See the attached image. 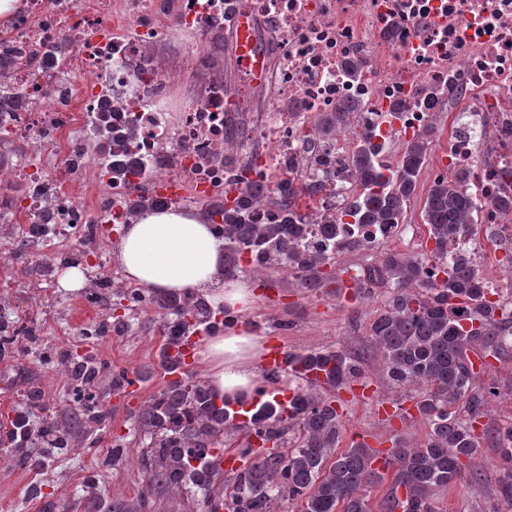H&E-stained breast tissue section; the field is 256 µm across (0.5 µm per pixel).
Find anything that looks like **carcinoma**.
<instances>
[{
	"mask_svg": "<svg viewBox=\"0 0 512 512\" xmlns=\"http://www.w3.org/2000/svg\"><path fill=\"white\" fill-rule=\"evenodd\" d=\"M356 103L314 119L313 165L302 190L273 187L252 177V164L239 169L234 194L204 207L208 223L224 239V276L243 272V260L264 269L285 270L298 288L316 292L337 278L336 257L329 249L343 231L344 218L354 223L392 227L403 223L417 198L418 180L437 136L430 122L402 144L395 168L380 159V146L364 136L344 160L333 161L322 146L344 132ZM360 184L352 193L341 182V169ZM472 173L456 172L433 179L423 201V223L433 248L426 252L383 250L379 260L350 277L359 295L375 283L386 285L385 297L367 327L366 343L377 360L383 382L409 391L419 419L427 425L420 443L395 441L384 467L373 464L371 448L353 442L341 450L343 417L336 409V392L361 377V357L340 348L288 353L294 366L268 373L299 380L304 372H324L325 381L305 382L289 404L272 399L249 410L243 418L226 411L228 400L217 399L200 381L184 376L168 383L142 407L140 420L155 435L151 458L153 476L178 491L191 483L203 490L206 512H278L284 501L299 512H372L367 492L386 486L379 512H439L438 500L451 488L465 489L481 481L472 462L484 444L499 449L496 492L512 502V424L476 432V423L497 395L489 382L476 386L477 370L492 367L512 353V304L487 299L481 272L461 258L448 265V243L474 231L477 206L468 186ZM332 187L340 210L319 225V243H304L307 230L295 210V196H315ZM266 205L277 214L269 224L257 223L254 207ZM223 217V223H215ZM122 295L130 305L158 306L187 332L213 328L214 312L200 294L158 296L145 288ZM480 364H475L471 355ZM98 364L84 358L70 363V396L81 405L82 427L105 418L100 410ZM40 436L54 448L74 446L69 426L49 423ZM235 448L242 465L221 469L213 452Z\"/></svg>",
	"mask_w": 512,
	"mask_h": 512,
	"instance_id": "cac0c4a2",
	"label": "carcinoma"
}]
</instances>
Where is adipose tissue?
Here are the masks:
<instances>
[{
	"label": "adipose tissue",
	"instance_id": "ef3b65f1",
	"mask_svg": "<svg viewBox=\"0 0 512 512\" xmlns=\"http://www.w3.org/2000/svg\"><path fill=\"white\" fill-rule=\"evenodd\" d=\"M116 259L128 283L157 293L201 294L213 307L238 313L256 301L246 282L225 277L224 241L197 209L135 216L119 240ZM263 354V338L243 328L206 337L198 349L208 386L231 397L254 390Z\"/></svg>",
	"mask_w": 512,
	"mask_h": 512
}]
</instances>
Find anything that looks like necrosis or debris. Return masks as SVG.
<instances>
[{
  "label": "necrosis or debris",
  "instance_id": "1",
  "mask_svg": "<svg viewBox=\"0 0 512 512\" xmlns=\"http://www.w3.org/2000/svg\"><path fill=\"white\" fill-rule=\"evenodd\" d=\"M235 14L254 19L268 65L275 98L263 110L247 81L233 112L221 82L179 92ZM177 30L197 38L158 67L150 48ZM352 58L362 62L354 75ZM351 101L363 110L330 155L346 158L370 132L390 167L395 143L442 105L471 114L450 128L431 175L473 172L480 222L498 234L473 262L496 268L512 240V213L495 205L512 189V0H24L0 29V222L16 227L26 255L77 241L75 257L40 280L52 287L60 268H81L97 302L101 242L141 198L166 184L177 202L207 205L249 161L257 178L300 185L313 117Z\"/></svg>",
  "mask_w": 512,
  "mask_h": 512
}]
</instances>
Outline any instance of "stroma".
I'll return each mask as SVG.
<instances>
[{"mask_svg": "<svg viewBox=\"0 0 512 512\" xmlns=\"http://www.w3.org/2000/svg\"><path fill=\"white\" fill-rule=\"evenodd\" d=\"M25 256L0 262V314L27 323L35 340L16 342L13 353L0 356V434L11 428L18 413H26L31 430L46 422L70 423L76 413L65 385L68 353L91 356L107 370L149 368L146 396H154L166 385L158 348L163 340L161 318L154 308L126 312L129 327L123 335L99 339L84 336L85 327L111 315L117 302L109 293L104 305L86 306L81 289L42 288L27 270ZM246 281L258 287L256 305L243 313L241 322L265 336L268 344L299 352L337 345L358 351L365 344L366 328L380 307L382 294L358 302L349 290L329 286L316 292L295 287L292 277L278 270L255 274ZM292 328L282 330L281 319ZM366 394L346 396L343 441L351 443L364 436L372 442H387L402 434L423 440L427 428L418 417L405 414V390L385 387L374 359L362 363ZM479 383H494L497 396L488 406L481 427L512 422V358L494 362ZM40 387L44 402L32 409L27 405L30 387ZM141 399L104 390L102 425L93 432L76 431L73 448H52L35 439L27 450L28 460L19 463L12 450L0 445V512H133L141 497H148L152 512H203L200 490L172 491L151 486L149 470L151 438L138 431L136 413ZM125 446L122 457L112 455L114 443ZM498 451L484 446L480 470L485 479L467 491L451 489L440 504L441 512H512L499 505L493 470Z\"/></svg>", "mask_w": 512, "mask_h": 512, "instance_id": "stroma-1", "label": "stroma"}]
</instances>
